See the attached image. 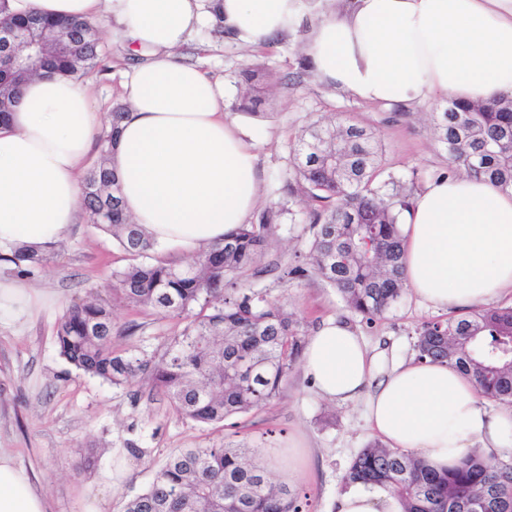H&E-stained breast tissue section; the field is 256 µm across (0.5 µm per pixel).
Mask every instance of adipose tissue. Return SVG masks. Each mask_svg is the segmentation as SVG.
I'll return each instance as SVG.
<instances>
[{"instance_id":"adipose-tissue-1","label":"adipose tissue","mask_w":512,"mask_h":512,"mask_svg":"<svg viewBox=\"0 0 512 512\" xmlns=\"http://www.w3.org/2000/svg\"><path fill=\"white\" fill-rule=\"evenodd\" d=\"M14 12L93 23L142 61L122 95L131 109L110 158L125 210L152 240L194 252L245 223L258 198L254 147L224 105L223 81L176 61L174 49L222 15L250 45L300 22L315 76L353 98L414 107L435 98H512V0H8ZM103 115L73 78L28 82L0 123V247L43 248L76 219L82 170ZM406 283L435 310L464 311L512 294V192L474 177H439L420 190L402 226ZM351 327L313 332L303 367L315 394L365 398V420L389 448L441 471L473 453L512 456V404L492 408L475 384L442 362L402 359L383 368ZM44 497L0 452V512H46ZM336 512H402L377 487L355 485Z\"/></svg>"}]
</instances>
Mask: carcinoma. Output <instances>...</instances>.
<instances>
[{"label": "carcinoma", "instance_id": "obj_1", "mask_svg": "<svg viewBox=\"0 0 512 512\" xmlns=\"http://www.w3.org/2000/svg\"><path fill=\"white\" fill-rule=\"evenodd\" d=\"M31 43L27 66L0 78V120L33 77L80 76L103 52L100 25L47 19L0 7V29ZM283 78L255 63L244 71L238 109L251 112ZM128 109L117 105L97 136L99 159L84 179L88 223L109 234L138 262L112 274L113 297L186 323L158 356L112 347V305L96 298L71 304L56 325L62 356L76 369L114 386L147 380L179 415L200 424L222 422L269 403L300 357L299 322L278 301L255 293L225 294L224 282L249 268L267 245L269 217L241 224L185 265L147 262L155 245L123 211L110 155ZM448 174L482 178L512 190V100L471 105L449 99L435 114ZM296 180L323 204L310 212L314 233L309 268L334 286L345 307L371 322L383 317L405 288L401 224L412 194L393 180L376 182L378 139L350 123L315 122L293 147ZM0 260L28 274L48 262L43 251L8 248ZM417 357L446 361L476 383L481 395L512 403V307L474 308L468 315L427 321L417 329ZM259 449L184 448L171 455L146 492L125 512H309V502L273 483L256 460ZM343 482L373 484L393 494L402 512H512V464L468 455L445 472L421 457L378 444L362 449Z\"/></svg>", "mask_w": 512, "mask_h": 512}]
</instances>
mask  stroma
I'll use <instances>...</instances> for the list:
<instances>
[{"label":"stroma","mask_w":512,"mask_h":512,"mask_svg":"<svg viewBox=\"0 0 512 512\" xmlns=\"http://www.w3.org/2000/svg\"><path fill=\"white\" fill-rule=\"evenodd\" d=\"M107 58L88 75L90 92L102 112L122 99L129 57L101 27ZM307 26L279 41L249 46L203 25L176 50L177 59L196 64L208 75L236 88L239 72L259 62L278 75L296 71ZM442 101L413 109L385 108L358 101L307 75L301 83L271 88L262 113H235L254 142L260 201L249 223L270 214V235L259 262L234 279L236 290L262 293L287 302L302 335L332 318L346 321L372 349L390 358L416 354V331L438 311L418 303L412 292L382 318L366 322L344 305L336 288L314 274L289 277L305 264L313 230L306 213L315 204L288 193L294 179L292 148L300 131L316 121H344L373 129L382 149L379 181L396 180L421 190L448 168L438 143L433 115ZM49 262L20 276L0 261V280L18 281L35 294L30 316L0 319V451L10 454L31 477L47 512H123L125 502L143 492L166 457L182 448L224 446L260 449L272 481L309 502V512H336L350 461L375 440L359 402L338 404L319 398L301 363H294L277 396L266 406L212 424L175 413L148 382L115 387L76 369L57 350L58 319L74 302L110 296L112 273L131 256L112 237L78 216L68 235L49 249ZM112 342L139 356L160 351L182 329L183 317L113 303ZM301 441L296 467L288 465V445ZM95 449L91 470L78 471L88 449Z\"/></svg>","instance_id":"obj_1"}]
</instances>
